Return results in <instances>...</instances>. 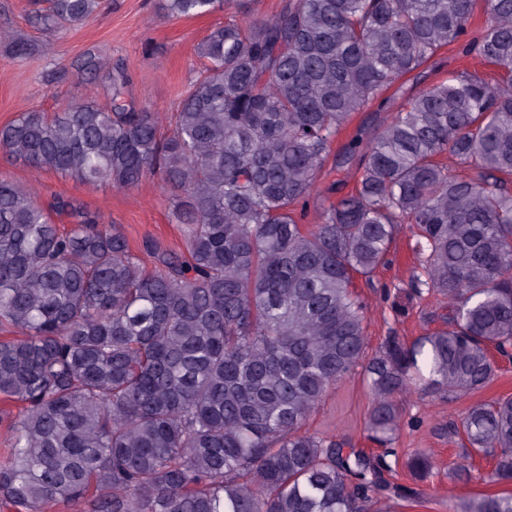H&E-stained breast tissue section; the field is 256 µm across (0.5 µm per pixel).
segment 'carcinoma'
Masks as SVG:
<instances>
[{
  "label": "carcinoma",
  "mask_w": 512,
  "mask_h": 512,
  "mask_svg": "<svg viewBox=\"0 0 512 512\" xmlns=\"http://www.w3.org/2000/svg\"><path fill=\"white\" fill-rule=\"evenodd\" d=\"M32 24L60 34L105 0H42ZM286 0L198 45L202 69L161 132L123 96L0 126V151L37 171L130 190L159 177L184 249L144 246L63 198L44 206L0 175V395L23 405L0 499L25 512L85 500L90 512H372L410 490L391 459L402 398L488 387L512 356V0ZM245 0H164L173 18ZM504 72L462 71L408 100L361 156L355 189L301 223L315 175L351 115L441 48ZM456 160L455 173L438 157ZM71 219L61 229L53 215ZM427 253L417 282L452 306L445 326L366 357L356 278L389 264L399 226ZM361 369L378 451L306 423ZM468 459L512 482V396L448 425ZM435 468L418 452L412 478ZM461 512H512L486 495Z\"/></svg>",
  "instance_id": "1"
}]
</instances>
